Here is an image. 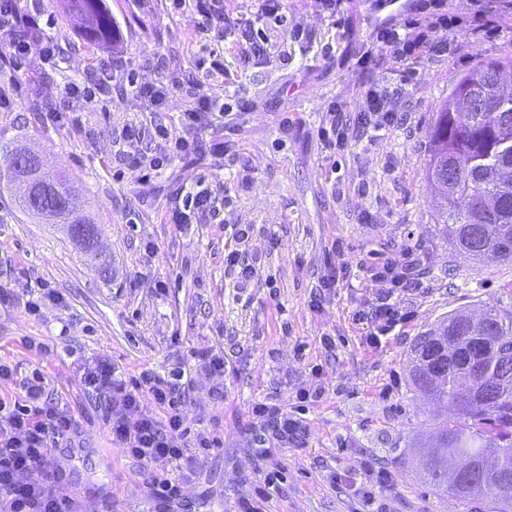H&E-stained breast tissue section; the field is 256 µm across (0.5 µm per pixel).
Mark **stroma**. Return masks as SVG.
<instances>
[{
	"instance_id": "35a3bbf8",
	"label": "stroma",
	"mask_w": 512,
	"mask_h": 512,
	"mask_svg": "<svg viewBox=\"0 0 512 512\" xmlns=\"http://www.w3.org/2000/svg\"><path fill=\"white\" fill-rule=\"evenodd\" d=\"M107 3L123 33L115 47L89 44L61 17L58 0H45L58 19L57 59L43 64L32 48L12 74L18 104L0 111V137L27 145L47 173L72 182L111 265L109 279L100 278L54 225L32 223L0 192V286L14 291L0 304V360L14 368L0 381V398L18 397L38 371L51 397L74 411L75 445L54 451L60 496L87 512H136L151 475L168 470L113 444L79 380L81 362L100 355L126 378L185 369V430L223 436V448L184 485L183 512H231L262 477L251 452L252 405L291 411L299 390L318 385L322 399L302 415L306 434L277 452L282 481L269 512H357L349 480L363 477L369 461L391 475L386 512H497L491 499L463 503L435 489L414 462L439 425L459 415L412 388L406 360L417 337L451 311L512 312V262L450 252L426 178L435 113L480 60L512 57V28L477 40L473 0H448L459 24L447 55L420 58L410 79L400 63L372 67L382 86L405 89L393 102L398 125L365 129L335 154L318 132L329 105L350 119L359 110L356 54L378 29L368 0H353L344 27L315 0H288L283 24L261 18L258 0H221L223 17L212 22L199 0ZM252 26L267 41L260 59L241 51ZM214 50L224 57L218 79L198 67ZM105 74L107 87L88 103L82 127L49 124L28 109L35 96L62 109L66 83ZM138 85L169 95L157 106L135 93ZM202 103L222 115L206 146L144 172L139 158L162 146L155 127L182 134L183 112ZM204 188L223 197V223H168L180 195ZM245 226L249 237L237 242ZM234 247L256 270L244 288L224 266ZM410 252L423 271L421 290L398 297L410 319L369 346L354 316L384 286L368 269ZM331 268L336 285L322 287ZM41 282L60 299L42 300L33 315L25 303ZM207 350L223 354V373L198 366Z\"/></svg>"
}]
</instances>
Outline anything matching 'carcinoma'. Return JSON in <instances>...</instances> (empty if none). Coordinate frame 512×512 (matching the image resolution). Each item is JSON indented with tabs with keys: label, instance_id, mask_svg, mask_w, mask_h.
Returning a JSON list of instances; mask_svg holds the SVG:
<instances>
[{
	"label": "carcinoma",
	"instance_id": "obj_1",
	"mask_svg": "<svg viewBox=\"0 0 512 512\" xmlns=\"http://www.w3.org/2000/svg\"><path fill=\"white\" fill-rule=\"evenodd\" d=\"M65 16L74 22L84 40L116 45L122 35L106 0H63ZM493 68L512 72V58L485 60L467 71L448 94L429 129L430 160L427 176L435 182V170L448 158L458 163V174L448 189L436 187L435 219L442 225L448 247L480 259L492 251L502 261H512V91L500 92L489 82ZM18 145L0 139V191H7L17 207L43 224H57L68 232L72 224H92L94 220L67 201L73 197L72 186L65 180H52L38 173V183L49 188L50 209L39 212L31 200L18 193L21 172L16 167ZM511 168L507 179L491 176L498 164ZM88 264L102 274L109 264L101 259L97 247L87 241H74ZM483 331L488 336L512 337V314H502L492 307L482 313L473 326L467 314L457 310L419 340L448 334ZM412 386L440 402L453 403L461 421L443 422L431 449L423 456L426 480L435 488L445 489L460 501L475 496H490L512 508V491L502 489L500 479L512 477V378L502 380L498 368L490 367L479 384H471L457 373L437 385H431L428 367L414 346L409 361ZM498 451L489 455L487 444ZM471 462L478 471L472 489L458 482L459 467Z\"/></svg>",
	"mask_w": 512,
	"mask_h": 512
}]
</instances>
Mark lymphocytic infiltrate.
Masks as SVG:
<instances>
[{
    "label": "lymphocytic infiltrate",
    "instance_id": "1",
    "mask_svg": "<svg viewBox=\"0 0 512 512\" xmlns=\"http://www.w3.org/2000/svg\"><path fill=\"white\" fill-rule=\"evenodd\" d=\"M42 2L0 0V74L7 76L19 68L35 41L44 45L43 63H54L56 46ZM455 24V17L448 12V0H411L409 11L379 31V50L364 51L358 63L368 67L379 51L406 65L424 55H445ZM391 97L387 88L374 79H366L360 123L376 130L397 124L399 117L391 108ZM215 118V113L192 109L183 114V134L175 136L167 127H156L155 135L165 146L150 157L149 168L157 171L175 158L191 154L195 143L188 137V130L208 125ZM223 208L224 202L216 193L203 189L186 195L181 207L172 211L170 221L185 224L195 215L204 223L213 224ZM370 278L409 294L421 288L417 262L411 258L401 262L389 259L372 266ZM407 319V313L386 295L371 310L356 315L357 322L366 325V340L373 345ZM185 376L182 369L173 370L164 378L144 370L126 379L117 375L111 362L103 357L86 359L80 368L84 390L105 409V424L113 444L138 460L170 465V473L152 484L163 512L178 507L181 480L187 471L224 445L223 439L211 430L191 435L184 430ZM252 417L261 424L254 435V453L260 460L273 456L279 443L297 441L306 432L302 420L275 405L255 404ZM78 429L79 422L67 404L50 398L41 373H34L24 382L20 399L8 402L0 398V512H79L75 500L56 493L59 465L52 453L53 448L74 442ZM32 468L42 471V481L20 482V474Z\"/></svg>",
    "mask_w": 512,
    "mask_h": 512
}]
</instances>
